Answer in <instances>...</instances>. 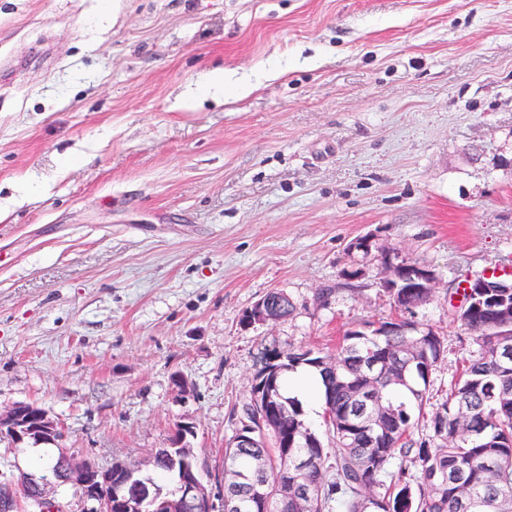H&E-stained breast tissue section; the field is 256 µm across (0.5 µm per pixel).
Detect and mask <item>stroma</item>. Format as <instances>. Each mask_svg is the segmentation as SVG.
<instances>
[{
  "mask_svg": "<svg viewBox=\"0 0 512 512\" xmlns=\"http://www.w3.org/2000/svg\"><path fill=\"white\" fill-rule=\"evenodd\" d=\"M383 248L438 274L440 403L512 270V0H0L1 410L103 466L191 421L216 473L264 350L394 316ZM249 310H246L241 318V322H244V318L246 317ZM249 323L266 325L269 323H273L278 321L280 318L278 316L277 307H273V305L268 301L264 300V296L258 301L253 310L249 311ZM6 435L15 447L36 440L39 444L57 445L63 438L62 427L40 407L30 403L15 405L0 412V436Z\"/></svg>",
  "mask_w": 512,
  "mask_h": 512,
  "instance_id": "35a3bbf8",
  "label": "stroma"
}]
</instances>
